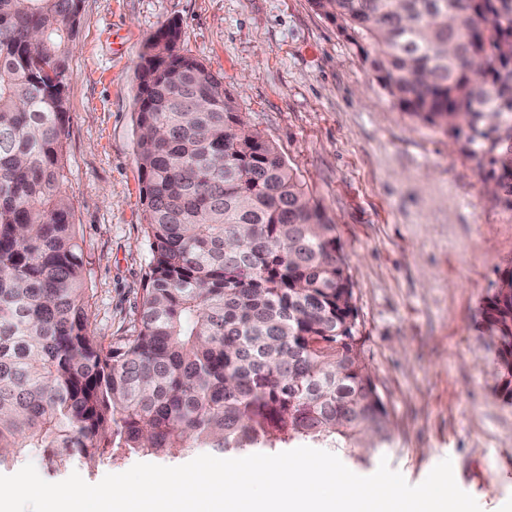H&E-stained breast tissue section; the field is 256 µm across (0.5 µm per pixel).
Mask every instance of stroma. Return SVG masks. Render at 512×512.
I'll list each match as a JSON object with an SVG mask.
<instances>
[{
    "label": "stroma",
    "mask_w": 512,
    "mask_h": 512,
    "mask_svg": "<svg viewBox=\"0 0 512 512\" xmlns=\"http://www.w3.org/2000/svg\"><path fill=\"white\" fill-rule=\"evenodd\" d=\"M216 74L335 224L356 348L387 406L392 469L421 483L451 458L482 512H512V400L482 309L512 269V211L440 130L404 112L311 0H82L65 80L66 188L91 323L137 325L152 252L135 152L149 37Z\"/></svg>",
    "instance_id": "stroma-1"
}]
</instances>
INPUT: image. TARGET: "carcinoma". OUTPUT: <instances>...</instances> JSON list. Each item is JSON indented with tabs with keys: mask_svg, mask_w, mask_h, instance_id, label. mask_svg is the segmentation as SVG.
I'll return each mask as SVG.
<instances>
[{
	"mask_svg": "<svg viewBox=\"0 0 512 512\" xmlns=\"http://www.w3.org/2000/svg\"><path fill=\"white\" fill-rule=\"evenodd\" d=\"M409 115L460 141L512 211V0H311ZM81 0H0V467L55 477L210 448L308 446L358 464L393 426L354 348L336 225L169 24L138 73L152 261L138 326L91 327L65 188L64 78ZM512 396V271L489 297ZM361 453H354V449Z\"/></svg>",
	"mask_w": 512,
	"mask_h": 512,
	"instance_id": "carcinoma-1",
	"label": "carcinoma"
}]
</instances>
